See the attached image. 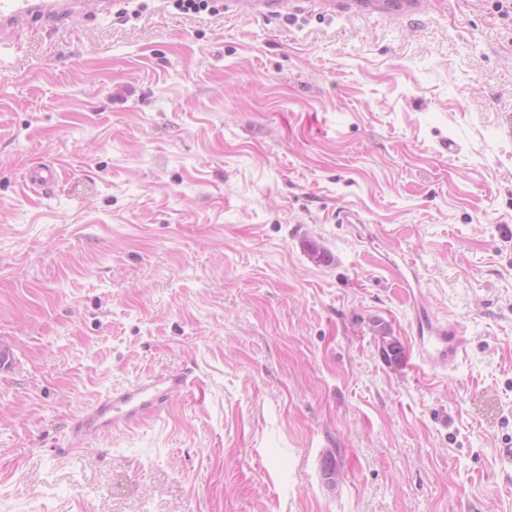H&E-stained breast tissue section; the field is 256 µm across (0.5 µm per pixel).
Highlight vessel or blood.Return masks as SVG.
I'll return each mask as SVG.
<instances>
[{
  "mask_svg": "<svg viewBox=\"0 0 512 512\" xmlns=\"http://www.w3.org/2000/svg\"><path fill=\"white\" fill-rule=\"evenodd\" d=\"M121 3L122 0H0V38L34 24L54 27L76 12L103 11L108 5ZM56 177V169L46 166L29 171L24 182L46 192ZM414 333L419 360L433 368L452 367L468 344L461 324L437 320L421 308L415 311ZM187 385V375L179 373L113 391L70 424L68 448L86 447L91 437L139 424L157 414Z\"/></svg>",
  "mask_w": 512,
  "mask_h": 512,
  "instance_id": "1",
  "label": "vessel or blood"
}]
</instances>
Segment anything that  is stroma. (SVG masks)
<instances>
[{"label": "stroma", "instance_id": "obj_1", "mask_svg": "<svg viewBox=\"0 0 512 512\" xmlns=\"http://www.w3.org/2000/svg\"><path fill=\"white\" fill-rule=\"evenodd\" d=\"M419 306L466 325L452 368L415 358ZM0 348V512H512V22L128 0L21 30ZM177 373L67 450L94 400ZM56 177L57 171L54 167H40L29 171L24 177V183L32 189L46 193L54 185ZM187 385L188 376L179 373L114 390L70 424L68 448H85L91 437L139 424L157 414Z\"/></svg>", "mask_w": 512, "mask_h": 512}]
</instances>
